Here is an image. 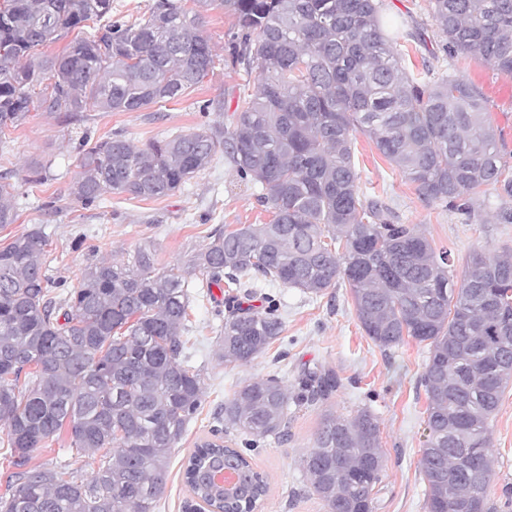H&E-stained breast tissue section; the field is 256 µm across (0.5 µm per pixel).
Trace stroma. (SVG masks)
Here are the masks:
<instances>
[{
    "instance_id": "35a3bbf8",
    "label": "stroma",
    "mask_w": 512,
    "mask_h": 512,
    "mask_svg": "<svg viewBox=\"0 0 512 512\" xmlns=\"http://www.w3.org/2000/svg\"><path fill=\"white\" fill-rule=\"evenodd\" d=\"M382 14L393 49L408 70L427 65L442 68L479 88L499 148L512 165V76L493 71L471 55L443 57L429 0H382ZM232 23L222 9L206 13L203 31L215 48V66L201 84L173 101L137 112H89L80 123L58 115H37L0 138V170L11 169L18 186V219L0 227V246L42 227L48 240L49 275L68 277L103 257L132 262L140 249L152 251L159 266L182 265L224 229L269 223L272 215L258 203L256 188L241 182L220 157L179 191L156 200L112 194L87 209L66 193L78 171L84 137L97 140L120 132L141 146L203 123L223 127L239 96L252 93L257 83L256 74L225 63ZM35 162L49 165L47 179L31 180L30 166ZM355 162L365 197L384 202L392 223L418 225L434 248L450 251L453 275H461L473 252L512 249V224L493 219L501 204L494 191L481 195L480 216L473 219L425 201L415 185L362 135L355 142ZM267 297L279 302L285 328L247 365L227 364L217 356L226 314L223 289L213 288L210 297L192 301L185 337L191 363L202 373L204 401L172 453L165 493L154 512H191L196 505L184 479V464L201 440L212 437L219 425L217 413L238 384L274 375L293 389L307 368L334 371L340 386L328 400L290 406L287 436L268 439L263 447L248 452L249 461L269 484L258 512H326L313 495L300 460L313 447L325 413L350 416L362 409L376 416L386 457L373 512H426L425 483L418 468L426 436V396L420 384L425 344L410 339L389 350L375 345L361 329L350 290L342 284L311 299L275 283L258 289L251 303L262 306ZM490 428L495 477L486 491L487 506L490 512H512V383ZM34 461L66 466L83 481L99 465L97 457L71 448L65 431L38 449Z\"/></svg>"
}]
</instances>
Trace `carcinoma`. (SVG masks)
<instances>
[{"label": "carcinoma", "mask_w": 512, "mask_h": 512, "mask_svg": "<svg viewBox=\"0 0 512 512\" xmlns=\"http://www.w3.org/2000/svg\"><path fill=\"white\" fill-rule=\"evenodd\" d=\"M155 0L130 24L112 0H0V135L29 113L136 112L173 100L214 68L204 13L233 19L226 63L258 74L220 130L200 125L143 147L122 133L82 141L68 195L85 207L105 196L174 194L224 155L259 188L267 224L218 233L189 269L102 259L74 281L46 268L34 228L0 247V426L9 465L0 512H154L170 455L202 405L203 378L184 339L191 299L225 286L249 297L268 280L313 298L348 284L356 318L380 348L412 338L428 347L427 439L419 468L427 512H489L494 479L489 422L512 381V252L476 254L459 280L448 254L414 225L393 224L360 187L361 133L429 202L467 214L498 192L512 224V175L483 94L428 67L404 68L391 48L380 0ZM445 55L481 58L512 75V0H430ZM95 32L41 52L87 22ZM16 184L0 174V226L17 219ZM203 276L194 283L190 271ZM256 309L228 297L218 358L247 364L284 331L277 303ZM310 399L339 387L333 371L300 378ZM288 388L275 376L243 382L224 400V430L256 448L287 435ZM68 427L71 447L100 454L89 482L64 467L31 465ZM233 458L246 493L226 498L197 479L212 458ZM385 454L367 409L329 412L301 459L327 512H372ZM185 479L205 512H255L265 476L228 444L195 448Z\"/></svg>", "instance_id": "cac0c4a2"}]
</instances>
